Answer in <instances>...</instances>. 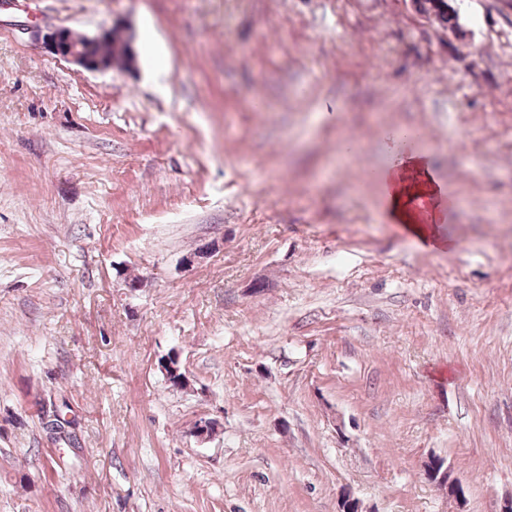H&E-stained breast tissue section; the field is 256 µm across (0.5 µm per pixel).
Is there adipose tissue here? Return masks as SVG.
<instances>
[{
	"label": "adipose tissue",
	"instance_id": "ef3b65f1",
	"mask_svg": "<svg viewBox=\"0 0 512 512\" xmlns=\"http://www.w3.org/2000/svg\"><path fill=\"white\" fill-rule=\"evenodd\" d=\"M378 180L383 220L402 225L420 249H443L445 241L439 232L442 211L454 198L438 178L431 153L420 149L395 153L380 168Z\"/></svg>",
	"mask_w": 512,
	"mask_h": 512
}]
</instances>
